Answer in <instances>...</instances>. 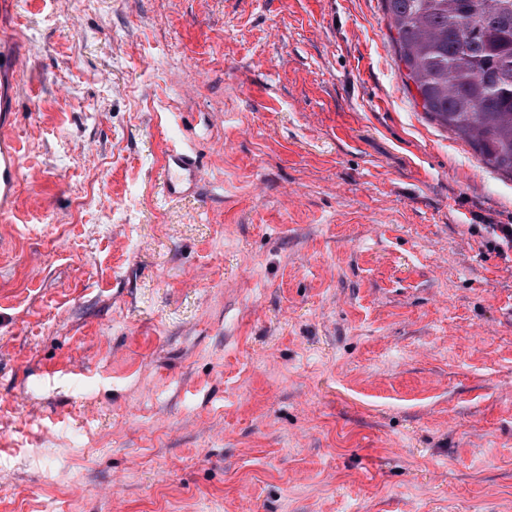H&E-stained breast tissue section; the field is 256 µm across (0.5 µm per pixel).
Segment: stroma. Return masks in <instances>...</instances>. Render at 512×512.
I'll return each instance as SVG.
<instances>
[{"label": "stroma", "mask_w": 512, "mask_h": 512, "mask_svg": "<svg viewBox=\"0 0 512 512\" xmlns=\"http://www.w3.org/2000/svg\"><path fill=\"white\" fill-rule=\"evenodd\" d=\"M382 0H18L0 512H512V177ZM190 147L206 182L164 200Z\"/></svg>", "instance_id": "1"}]
</instances>
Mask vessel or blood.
I'll return each instance as SVG.
<instances>
[{"label":"vessel or blood","instance_id":"vessel-or-blood-1","mask_svg":"<svg viewBox=\"0 0 512 512\" xmlns=\"http://www.w3.org/2000/svg\"><path fill=\"white\" fill-rule=\"evenodd\" d=\"M22 66L19 55L0 50V219H6L17 192L20 173V147L13 134L15 82ZM204 178L202 168L181 146L168 149L161 173L165 195L177 198L196 193Z\"/></svg>","mask_w":512,"mask_h":512}]
</instances>
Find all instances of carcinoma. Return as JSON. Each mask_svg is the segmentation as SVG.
Listing matches in <instances>:
<instances>
[{
    "mask_svg": "<svg viewBox=\"0 0 512 512\" xmlns=\"http://www.w3.org/2000/svg\"><path fill=\"white\" fill-rule=\"evenodd\" d=\"M423 111L512 176V0H383Z\"/></svg>",
    "mask_w": 512,
    "mask_h": 512,
    "instance_id": "1",
    "label": "carcinoma"
}]
</instances>
